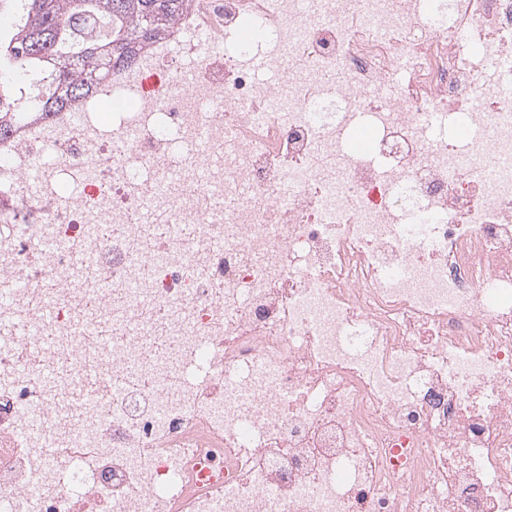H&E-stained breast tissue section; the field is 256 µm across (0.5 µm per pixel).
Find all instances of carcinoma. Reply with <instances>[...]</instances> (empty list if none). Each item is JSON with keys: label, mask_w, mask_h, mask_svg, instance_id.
<instances>
[{"label": "carcinoma", "mask_w": 512, "mask_h": 512, "mask_svg": "<svg viewBox=\"0 0 512 512\" xmlns=\"http://www.w3.org/2000/svg\"><path fill=\"white\" fill-rule=\"evenodd\" d=\"M18 28L0 40V67L28 70L41 88L33 103L51 117L95 95L112 72L168 38L192 0H23Z\"/></svg>", "instance_id": "1"}]
</instances>
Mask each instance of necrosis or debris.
<instances>
[{
    "mask_svg": "<svg viewBox=\"0 0 512 512\" xmlns=\"http://www.w3.org/2000/svg\"><path fill=\"white\" fill-rule=\"evenodd\" d=\"M185 22L0 142V512H512V0Z\"/></svg>",
    "mask_w": 512,
    "mask_h": 512,
    "instance_id": "4bbe7bcc",
    "label": "necrosis or debris"
}]
</instances>
